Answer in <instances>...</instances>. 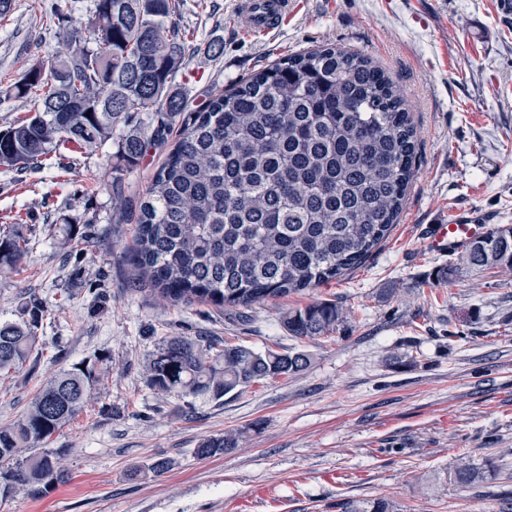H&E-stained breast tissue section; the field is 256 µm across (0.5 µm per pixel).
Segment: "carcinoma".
<instances>
[{
  "label": "carcinoma",
  "instance_id": "cac0c4a2",
  "mask_svg": "<svg viewBox=\"0 0 512 512\" xmlns=\"http://www.w3.org/2000/svg\"><path fill=\"white\" fill-rule=\"evenodd\" d=\"M182 0H93L77 22L47 15L62 48L33 59L6 87L30 114L0 129V167L60 164L65 153L95 154L115 140L107 163L112 223L129 221L123 185L148 152L167 147L136 231L123 247L136 279L172 303L247 308L340 280L389 236L414 176L415 130L403 90L368 56L323 46L288 55L186 111L174 87L192 57L179 22ZM154 112L152 122L140 118ZM181 119L178 138L168 135ZM89 224H61L63 242L84 240ZM32 238L21 224L0 234V277L19 271ZM465 265L512 269V227L474 240ZM46 309L23 301L18 319L0 322V377L40 361ZM344 321L333 301L292 308L280 318L297 339L328 336ZM107 355L59 370L12 424L0 427V495L43 497L67 478L62 448H39L72 422L104 381ZM304 350L278 353L185 337L161 341L143 365L160 395L221 400L268 378L299 374ZM237 434L202 439L204 459L236 446ZM495 475L463 456L451 478L460 485ZM342 512H398L388 498L349 500Z\"/></svg>",
  "mask_w": 512,
  "mask_h": 512
}]
</instances>
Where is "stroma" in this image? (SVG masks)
I'll return each mask as SVG.
<instances>
[{
    "instance_id": "1",
    "label": "stroma",
    "mask_w": 512,
    "mask_h": 512,
    "mask_svg": "<svg viewBox=\"0 0 512 512\" xmlns=\"http://www.w3.org/2000/svg\"><path fill=\"white\" fill-rule=\"evenodd\" d=\"M240 0H183L195 45L175 76L189 110L276 59L319 46L368 55L399 82L416 130L415 175L389 237L343 280L248 308L172 305L132 280L112 221L106 143L71 171L0 168V229L35 228L19 274L0 281V321L24 297L48 305L36 368L0 379V427L60 368L106 354L110 373L57 433L66 482L0 512H341L388 497L400 512H512V269L437 271L459 252L426 247L433 224L475 213L512 226V19L500 0H288L279 27L256 33ZM82 17L92 0H14L0 22V81L20 79L31 44L51 55L52 4ZM91 221L90 241L61 248L45 225ZM316 300L343 307L331 336L299 340L279 323ZM167 336H212L254 349H303L310 367L216 402L156 394L142 365ZM238 434L207 459L202 438ZM493 460L495 477L460 486V455ZM169 462L156 474L149 466Z\"/></svg>"
}]
</instances>
